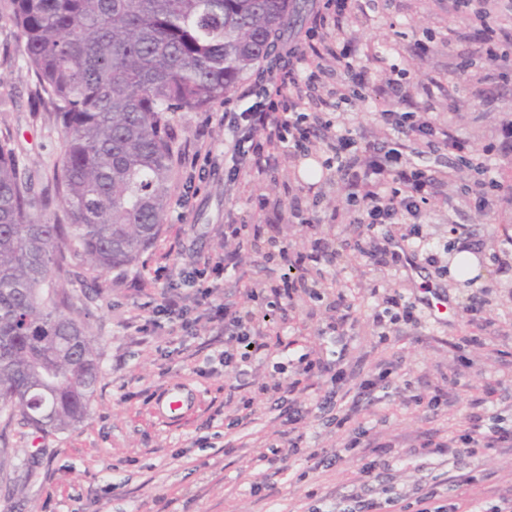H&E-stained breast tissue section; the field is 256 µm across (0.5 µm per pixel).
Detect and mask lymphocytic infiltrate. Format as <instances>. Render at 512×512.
Here are the masks:
<instances>
[{"label":"lymphocytic infiltrate","mask_w":512,"mask_h":512,"mask_svg":"<svg viewBox=\"0 0 512 512\" xmlns=\"http://www.w3.org/2000/svg\"><path fill=\"white\" fill-rule=\"evenodd\" d=\"M452 15L478 21V52L485 59L497 62L502 69L512 70V26L502 23V16L512 17V0H448ZM353 42L344 39L341 49L326 47L316 58L289 47L288 70L279 80L262 88L258 99L240 112L224 115V160L228 163V178L236 180L240 173L261 176L276 164L283 144H293L300 153L308 152L313 140H322L329 154L328 164L344 175V216H357L369 227L400 223L404 216L419 217L437 181L435 170L421 160L427 149L442 144L453 156L456 165L484 172L492 154L491 148L475 149L458 135L451 125L440 122L432 107L416 111L395 110L389 89L371 84L365 66L355 64ZM334 67L348 77L347 85L337 91L338 102L349 98L372 101L379 110L383 124L394 136L387 141L358 140L337 130L333 121H319L303 109L301 78L304 73L321 72ZM289 98L288 111H280L281 98ZM261 236L260 229H247L243 224H228L224 237L231 246L224 253L194 263L191 271L172 279L166 271H158L162 284L157 316L144 320L137 330L146 336L182 331L193 333L199 319H206L217 335L224 338L220 363L230 367L249 363L252 352L268 351L267 337L278 334L279 327L270 315L271 309L292 306L301 296L324 302L328 330L343 328L352 316V304L336 296L333 286L305 277H280L278 281L247 287L245 302H216L214 295L228 270L238 268L245 250L254 247ZM268 296L269 309L262 312L249 303L259 296ZM417 324L413 305L404 303L400 294L386 293L372 314V324L380 341H387L393 326L399 323ZM277 375L267 382L257 383L259 395L279 410L285 425L282 447L255 459L257 467L274 473L286 469L291 456L305 454L314 466H331V458L321 449L304 448L305 434L299 428L304 411L298 402L300 395L312 390L315 378L327 377L329 386L315 407L325 414L328 424L344 428L356 413L346 396L350 392L368 395L379 381L387 379L391 368L379 370L376 378L353 379L345 369L334 368L318 353L302 354L293 373H286L284 363H276ZM512 427L494 426L488 429L472 425L463 434L445 441L425 439L420 448L431 454H474L478 449L511 448ZM343 512H465L462 498L443 499L439 483L418 489L410 502L384 498L380 494L363 495L359 491L347 497Z\"/></svg>","instance_id":"lymphocytic-infiltrate-1"}]
</instances>
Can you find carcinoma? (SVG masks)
<instances>
[{
	"label": "carcinoma",
	"mask_w": 512,
	"mask_h": 512,
	"mask_svg": "<svg viewBox=\"0 0 512 512\" xmlns=\"http://www.w3.org/2000/svg\"><path fill=\"white\" fill-rule=\"evenodd\" d=\"M22 60L51 107L63 151L45 217L15 153L0 143V437L65 430L87 415L94 340L65 288L79 266L135 263L171 206L178 112L222 104L269 57L304 0H3Z\"/></svg>",
	"instance_id": "obj_1"
}]
</instances>
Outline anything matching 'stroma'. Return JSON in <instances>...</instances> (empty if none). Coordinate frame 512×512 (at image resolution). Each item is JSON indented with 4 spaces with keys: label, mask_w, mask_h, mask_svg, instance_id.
<instances>
[{
    "label": "stroma",
    "mask_w": 512,
    "mask_h": 512,
    "mask_svg": "<svg viewBox=\"0 0 512 512\" xmlns=\"http://www.w3.org/2000/svg\"><path fill=\"white\" fill-rule=\"evenodd\" d=\"M359 9L344 23L354 40L357 56L365 57L368 79L385 81L391 67L407 69L422 83L441 82L432 98L413 92L395 99L398 110L412 111L431 104L440 121L451 122L474 148L494 145L489 175L512 191V138L504 137L501 121L512 119V78L493 76L484 66V78L464 63L475 58L478 43L475 21L449 15L448 0H359ZM460 39L449 40V29ZM431 41L432 51L416 57L418 41ZM257 78L247 74L236 93L205 112H180L171 120L175 161L172 206L158 239L128 268L101 273L97 297L86 301L90 332L95 340L100 373L87 416L74 428L38 435L13 427L7 433L12 464L0 474V512H338L352 489L356 461L344 459L330 471L312 470L302 456L291 457L286 472L275 475L254 469L251 459L280 443L283 426L268 403L257 408V419L247 429H226L219 411L227 394L251 396L253 383L270 379L273 368L264 354L254 355L248 373L235 377L221 369L208 371L207 359L224 346L198 324L189 350L174 353L168 339L132 335L130 316L152 317L159 297L148 286L154 273L167 269L178 276L183 255L173 245L183 240L196 260L215 255L221 228L230 222L263 220V238L246 251L238 269L228 271L219 298L240 300L244 282H270L282 274L298 277L302 268L287 258L266 263L268 238L286 246L289 255L304 251L311 239L324 238L339 251L338 261L323 263L325 281L335 283L354 306L355 320L344 336L325 333V311L308 297L288 311L284 340L290 341V359L310 350L340 367L366 375L380 362L397 371L372 395L369 409L355 420L367 438L392 444L390 465L383 469L381 489L391 497L410 498L416 489L438 474L474 475L466 496L479 502L490 495L512 494V450H487L475 456L425 455L416 444L426 436L438 440L460 434L472 420L500 418L512 425V367L499 352L512 351V274L504 275L502 262L512 263V207L496 204L491 216L474 208L464 188L477 175L461 172L458 178L437 184L422 207L421 232L437 265L420 263V277H412L402 263L372 264L356 249L368 231L366 225L334 222L333 209L343 205V177L323 165L325 145L303 157L287 148L277 166L262 178L240 175L229 184L224 168V120L227 111L239 112L253 99L248 91ZM342 76L328 72L304 86L306 109L334 121L353 136L384 138L388 129L374 107L358 100L334 108ZM34 85L24 68L16 28L8 9H0V136L11 135L29 169L39 181L49 178L62 150V136L47 108L33 109ZM464 103L463 111L449 113V104ZM206 132L210 160L197 154L196 135ZM205 165L202 180L190 204H183L185 183L196 165ZM300 217H293V208ZM313 227L303 226V219ZM468 238L487 277L478 282L458 281L440 271L448 264L449 247ZM388 288L415 304L419 327L404 326L387 342L374 334L371 314L377 304L372 291ZM437 290L450 306L444 320L431 318L421 307L425 292ZM483 299L481 318L490 320L493 340L481 347L463 345L471 335L472 316L465 310L471 297ZM456 384L447 403L435 408L409 404L410 392L433 394L446 379ZM181 384L195 401L186 421L172 426L154 413L156 397L167 386ZM316 391L301 397L309 412L301 422L311 447L336 449L347 440L348 429L329 428L314 405Z\"/></svg>",
    "instance_id": "35a3bbf8"
}]
</instances>
